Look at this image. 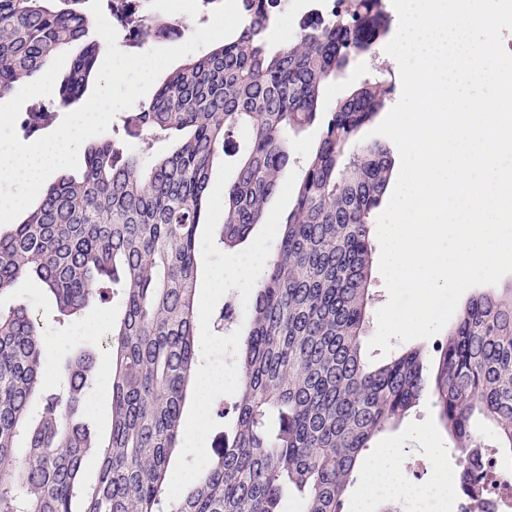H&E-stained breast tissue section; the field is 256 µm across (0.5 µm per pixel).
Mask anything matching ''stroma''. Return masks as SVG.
Returning a JSON list of instances; mask_svg holds the SVG:
<instances>
[{
  "mask_svg": "<svg viewBox=\"0 0 512 512\" xmlns=\"http://www.w3.org/2000/svg\"><path fill=\"white\" fill-rule=\"evenodd\" d=\"M316 0H285L284 7L276 11V19L269 30L274 44H285L293 40L299 30V22L314 8ZM393 86L391 102H398L402 86L399 69L390 60L384 49H377L375 55L357 57L338 83L328 84L325 89L326 105H333L350 89L357 86L372 73ZM10 305H24L29 312L38 316L45 325L46 337L50 340V356L55 365H63L82 349L96 352L99 366L90 393L95 401L94 410L89 413L90 426L99 436H107L110 430V406L112 388V366L108 357L109 337L112 329V312L108 307L93 305L77 319L65 325L55 322L57 315L53 295L35 278L21 279L6 299ZM384 448L399 449L405 458L406 468L422 465L425 476H432V459H439L448 474H455L461 461L462 452L455 448L448 434L441 427L431 397H424L420 405L396 428L378 435L372 453Z\"/></svg>",
  "mask_w": 512,
  "mask_h": 512,
  "instance_id": "1",
  "label": "stroma"
}]
</instances>
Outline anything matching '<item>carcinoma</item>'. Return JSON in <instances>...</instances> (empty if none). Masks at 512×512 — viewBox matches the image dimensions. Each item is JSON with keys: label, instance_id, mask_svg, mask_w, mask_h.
Instances as JSON below:
<instances>
[{"label": "carcinoma", "instance_id": "1", "mask_svg": "<svg viewBox=\"0 0 512 512\" xmlns=\"http://www.w3.org/2000/svg\"><path fill=\"white\" fill-rule=\"evenodd\" d=\"M0 0V100L95 29L86 0ZM111 16L149 35L121 0ZM235 36L186 58L117 132L85 151L80 178L48 187L20 224L0 225V296L34 273L73 317L93 301L112 304L111 430L98 441L82 416L97 357L79 352L42 377L44 325L0 305V512H341L360 457L428 393L448 436L466 454L492 433L512 454V285L473 296L441 344L432 378L412 347L372 367L362 336L371 292L372 215L386 193L390 152L360 139L392 86L371 75L322 111L329 82L375 54L390 19L383 0H334L273 45L278 0H237ZM89 42L58 87L79 99L98 68ZM322 133L305 157L294 205L279 224L256 284L239 349V382L217 407L221 449L174 502L168 470L179 452L187 392L199 367L195 310L213 166L232 158L219 241L232 249L261 223L288 172L290 144L317 119ZM39 104L28 124L48 126ZM173 141L148 163L139 152ZM98 456L97 480L83 481Z\"/></svg>", "mask_w": 512, "mask_h": 512}]
</instances>
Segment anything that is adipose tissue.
<instances>
[{"label": "adipose tissue", "mask_w": 512, "mask_h": 512, "mask_svg": "<svg viewBox=\"0 0 512 512\" xmlns=\"http://www.w3.org/2000/svg\"><path fill=\"white\" fill-rule=\"evenodd\" d=\"M369 473L361 498L364 512H380L389 500L401 499L407 502L419 498L420 490L412 487L404 476V463L398 450L383 449L368 462Z\"/></svg>", "instance_id": "obj_1"}]
</instances>
